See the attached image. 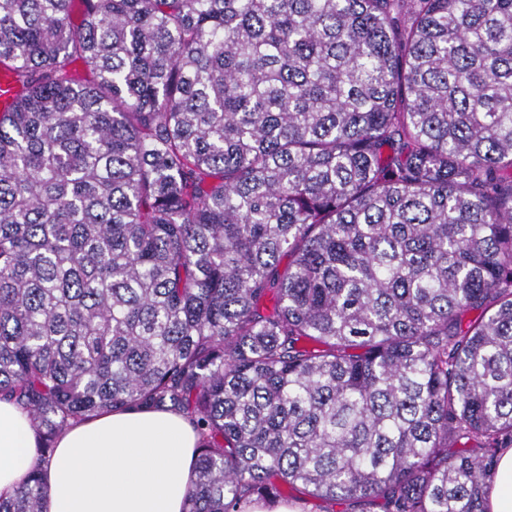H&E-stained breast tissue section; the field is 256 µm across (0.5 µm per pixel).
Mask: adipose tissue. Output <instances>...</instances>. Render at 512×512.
Wrapping results in <instances>:
<instances>
[{"label":"adipose tissue","instance_id":"adipose-tissue-1","mask_svg":"<svg viewBox=\"0 0 512 512\" xmlns=\"http://www.w3.org/2000/svg\"><path fill=\"white\" fill-rule=\"evenodd\" d=\"M36 435L0 400V495L26 483ZM197 435L180 413L116 410L63 432L44 474L43 512H184Z\"/></svg>","mask_w":512,"mask_h":512}]
</instances>
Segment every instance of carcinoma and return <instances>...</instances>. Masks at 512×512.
<instances>
[{"mask_svg":"<svg viewBox=\"0 0 512 512\" xmlns=\"http://www.w3.org/2000/svg\"><path fill=\"white\" fill-rule=\"evenodd\" d=\"M0 75V399L37 436L0 512L71 424L164 407L185 512H485L512 0H0Z\"/></svg>","mask_w":512,"mask_h":512,"instance_id":"obj_1","label":"carcinoma"}]
</instances>
